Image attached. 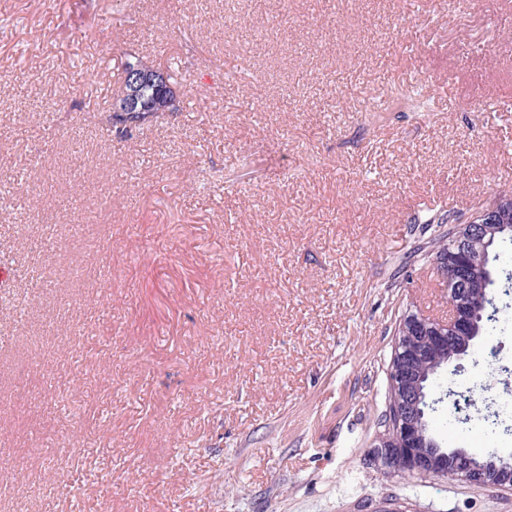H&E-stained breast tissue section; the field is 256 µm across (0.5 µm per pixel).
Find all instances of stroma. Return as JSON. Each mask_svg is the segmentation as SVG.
Masks as SVG:
<instances>
[{
	"label": "stroma",
	"instance_id": "stroma-1",
	"mask_svg": "<svg viewBox=\"0 0 512 512\" xmlns=\"http://www.w3.org/2000/svg\"><path fill=\"white\" fill-rule=\"evenodd\" d=\"M129 53L180 109L125 138ZM501 192L512 0H0V512H512L370 461L425 218ZM499 303L445 390L512 386Z\"/></svg>",
	"mask_w": 512,
	"mask_h": 512
}]
</instances>
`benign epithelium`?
Listing matches in <instances>:
<instances>
[{
    "label": "benign epithelium",
    "mask_w": 512,
    "mask_h": 512,
    "mask_svg": "<svg viewBox=\"0 0 512 512\" xmlns=\"http://www.w3.org/2000/svg\"><path fill=\"white\" fill-rule=\"evenodd\" d=\"M152 81L166 82L164 71L142 63L135 64L129 69L125 92L121 99L113 104L112 111L120 117L144 116L152 111V108L147 106L139 96L140 86ZM511 208V195L495 198L479 207L470 219L459 227L454 237L457 261L456 284L460 285V289L456 290L457 300L449 302L450 317L443 327L454 328L458 336L465 334L470 337L474 335L475 330V326L470 323L472 312L467 297L469 293L467 273L470 266L468 259L483 256V252L476 249V245L483 241V234L497 229H508V226L503 224V219ZM392 372L405 383L404 399H395L391 403V409L388 410L389 425L395 427L401 447L396 450L383 447L384 437L380 436L375 440L371 451L373 460L383 465L386 456L395 452L401 462V466L396 469L398 473L440 475L470 481V478L463 473L459 456L450 454L439 464L429 453L420 448L417 418L413 407L422 401L423 396L415 363L410 359L401 360L394 364ZM481 483L486 486L511 489L512 467L503 462L499 464L491 460L484 463Z\"/></svg>",
    "instance_id": "1"
}]
</instances>
